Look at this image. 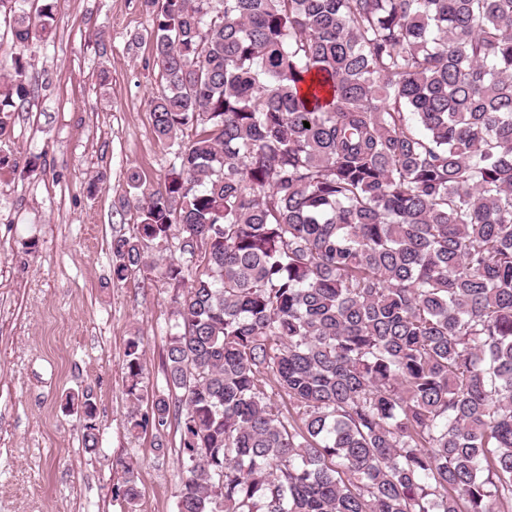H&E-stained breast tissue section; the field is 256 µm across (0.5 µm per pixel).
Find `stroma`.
Returning a JSON list of instances; mask_svg holds the SVG:
<instances>
[{
    "instance_id": "1",
    "label": "stroma",
    "mask_w": 512,
    "mask_h": 512,
    "mask_svg": "<svg viewBox=\"0 0 512 512\" xmlns=\"http://www.w3.org/2000/svg\"><path fill=\"white\" fill-rule=\"evenodd\" d=\"M142 0H57L22 50L28 102L0 134V512H121L119 457L137 462L138 512H175L179 434L130 437L125 360L144 339V384L165 385L175 292L157 272L112 277V240L138 234L128 168L163 187L173 164L149 103L161 90ZM90 396L97 451L72 395Z\"/></svg>"
}]
</instances>
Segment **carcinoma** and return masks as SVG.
<instances>
[{
    "instance_id": "1",
    "label": "carcinoma",
    "mask_w": 512,
    "mask_h": 512,
    "mask_svg": "<svg viewBox=\"0 0 512 512\" xmlns=\"http://www.w3.org/2000/svg\"><path fill=\"white\" fill-rule=\"evenodd\" d=\"M143 4L174 161L113 274L176 252L165 388L125 363L128 434L181 430L176 512H512V0Z\"/></svg>"
}]
</instances>
